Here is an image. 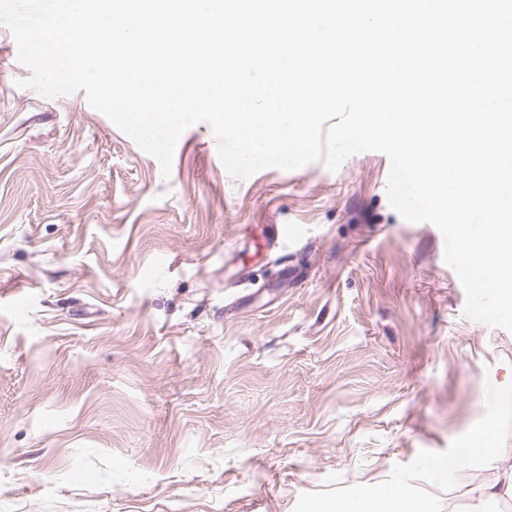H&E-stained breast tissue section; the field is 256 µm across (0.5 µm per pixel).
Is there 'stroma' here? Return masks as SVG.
Segmentation results:
<instances>
[{
  "label": "stroma",
  "mask_w": 512,
  "mask_h": 512,
  "mask_svg": "<svg viewBox=\"0 0 512 512\" xmlns=\"http://www.w3.org/2000/svg\"><path fill=\"white\" fill-rule=\"evenodd\" d=\"M0 25V512H324L439 483L512 412V333L467 319L434 225L366 151L240 179L209 125L171 175L78 91L48 99ZM259 224L298 237L264 253Z\"/></svg>",
  "instance_id": "obj_1"
}]
</instances>
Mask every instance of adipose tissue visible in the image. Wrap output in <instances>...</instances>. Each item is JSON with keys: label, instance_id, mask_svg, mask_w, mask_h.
Instances as JSON below:
<instances>
[{"label": "adipose tissue", "instance_id": "obj_1", "mask_svg": "<svg viewBox=\"0 0 512 512\" xmlns=\"http://www.w3.org/2000/svg\"><path fill=\"white\" fill-rule=\"evenodd\" d=\"M472 448L479 452L485 465L492 470L493 478L473 484L466 489L467 495L478 502L512 500V452L500 448L494 428L476 432ZM425 501L412 497L405 488L395 490L364 489L354 502H336L331 512H423Z\"/></svg>", "mask_w": 512, "mask_h": 512}]
</instances>
